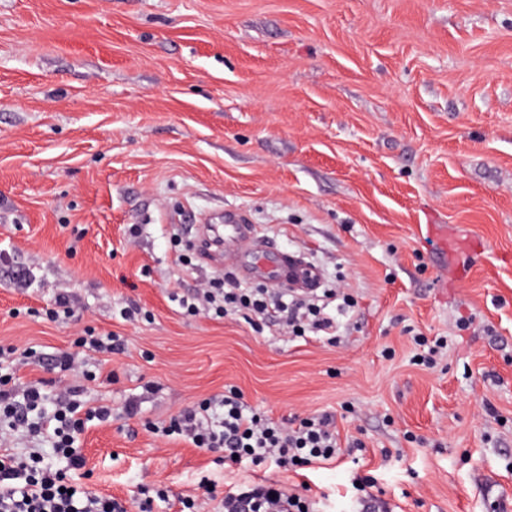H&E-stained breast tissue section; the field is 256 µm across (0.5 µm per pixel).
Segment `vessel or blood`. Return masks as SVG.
<instances>
[{"label":"vessel or blood","mask_w":512,"mask_h":512,"mask_svg":"<svg viewBox=\"0 0 512 512\" xmlns=\"http://www.w3.org/2000/svg\"><path fill=\"white\" fill-rule=\"evenodd\" d=\"M218 240L225 268L241 279L302 294L315 293L322 284L318 268L271 244L241 213L225 212Z\"/></svg>","instance_id":"1"}]
</instances>
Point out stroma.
I'll return each instance as SVG.
<instances>
[{
	"instance_id": "35a3bbf8",
	"label": "stroma",
	"mask_w": 512,
	"mask_h": 512,
	"mask_svg": "<svg viewBox=\"0 0 512 512\" xmlns=\"http://www.w3.org/2000/svg\"><path fill=\"white\" fill-rule=\"evenodd\" d=\"M228 209L353 296L336 343L181 313L174 295L224 266L183 265L171 237ZM0 251V346L34 352L21 382L63 392L74 376L47 365L84 330L126 340L85 358L102 376L84 400L114 409L78 441L98 494L164 489L154 512H178L205 473L357 512L351 480L371 475L392 512H497L512 499V0H0ZM62 290L67 323L45 314ZM231 387L277 420L331 413L364 447L301 477L142 427Z\"/></svg>"
}]
</instances>
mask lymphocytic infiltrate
<instances>
[{"mask_svg": "<svg viewBox=\"0 0 512 512\" xmlns=\"http://www.w3.org/2000/svg\"><path fill=\"white\" fill-rule=\"evenodd\" d=\"M333 303L344 310L352 308L354 300L335 287L325 289L319 302L290 298L261 285L237 287L228 275L211 278L204 288L180 300L182 309L193 316L203 312L219 318L235 315L257 327L272 322L285 336L321 334L331 343L337 333L336 320L328 312ZM13 354V349L0 347V445L18 438L44 440L63 464L46 463L35 448L21 455L1 453L0 512H129L125 502L89 489L78 448V437L89 422L111 421V404L83 401L77 385L53 400L43 382L17 388ZM145 428L220 452L221 463L227 465L237 460L255 468L274 464L298 474L333 464L342 455L333 415L307 416L295 425L278 422L245 404L232 388L164 422L146 423ZM198 488L207 499L218 500L221 512H314L311 498L278 484L243 482L221 494L204 475Z\"/></svg>", "mask_w": 512, "mask_h": 512, "instance_id": "1", "label": "lymphocytic infiltrate"}]
</instances>
